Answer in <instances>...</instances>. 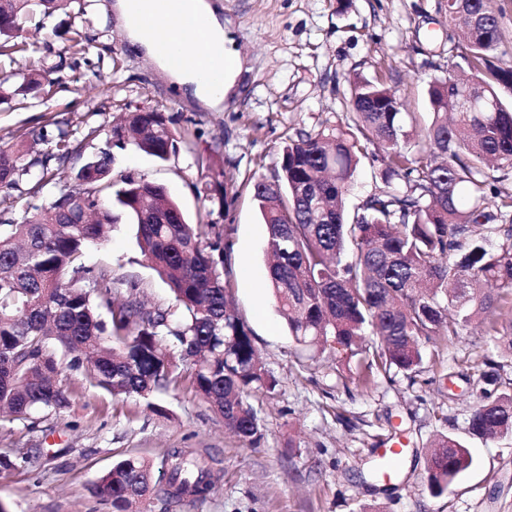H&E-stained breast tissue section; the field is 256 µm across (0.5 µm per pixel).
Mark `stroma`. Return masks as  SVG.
I'll return each instance as SVG.
<instances>
[{
  "instance_id": "stroma-1",
  "label": "stroma",
  "mask_w": 512,
  "mask_h": 512,
  "mask_svg": "<svg viewBox=\"0 0 512 512\" xmlns=\"http://www.w3.org/2000/svg\"><path fill=\"white\" fill-rule=\"evenodd\" d=\"M114 2L70 0L53 14H36L16 37L19 52L0 56V78L11 83L35 71L45 76L39 94L0 97V150L24 147L29 160L73 174L111 149L113 180L163 185L188 223L223 225L232 299L278 386L251 398L263 425L254 445L225 431L187 388L148 403L87 386L60 414L0 421V455L34 459L33 467L0 474V503L8 512H111L93 485L113 463L129 455L150 460L160 488L164 460L179 449L209 461L216 489L177 507L151 497L148 512H512V436L471 430L482 397L505 392L512 358L472 326L446 344L422 343L415 378L395 372L367 388L346 355L299 359L266 288L268 231L250 183L273 179L297 134L335 127L357 79L380 78L404 111L429 124L430 83L459 74L447 0H213L244 61L220 112L181 96L150 59L127 50ZM138 107L176 117L183 142L176 155L159 161L130 144L109 148L111 129ZM62 132L72 150L57 160ZM217 172L227 189L223 208L202 192ZM83 265L111 269L149 303L170 299L127 218L85 251ZM440 434L468 448L473 465L435 496L426 455ZM393 442L403 444L404 463L395 479L376 480L372 467Z\"/></svg>"
}]
</instances>
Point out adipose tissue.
I'll list each match as a JSON object with an SVG mask.
<instances>
[{"label":"adipose tissue","mask_w":512,"mask_h":512,"mask_svg":"<svg viewBox=\"0 0 512 512\" xmlns=\"http://www.w3.org/2000/svg\"><path fill=\"white\" fill-rule=\"evenodd\" d=\"M191 11L201 18L196 27L174 25V39L183 58L181 65L175 66L157 53L153 44L145 38L141 29L129 20L130 0H116V19L125 35L129 50L147 56L158 70L164 73L173 88L184 96L193 98L204 107L220 112L224 100L235 86V77L242 69V62L233 48V38L211 0H188ZM222 49L228 65L224 70L221 89H213L200 76L206 59L201 54L203 45Z\"/></svg>","instance_id":"obj_1"}]
</instances>
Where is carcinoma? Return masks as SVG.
I'll list each match as a JSON object with an SVG mask.
<instances>
[{
    "label": "carcinoma",
    "mask_w": 512,
    "mask_h": 512,
    "mask_svg": "<svg viewBox=\"0 0 512 512\" xmlns=\"http://www.w3.org/2000/svg\"><path fill=\"white\" fill-rule=\"evenodd\" d=\"M64 0H0L22 29L36 12ZM448 40L469 78L434 81L426 150L411 148L417 120L396 107L395 91L379 81L351 86L348 112L328 131L302 132L283 150L272 183L257 179L253 197L268 228L269 287L289 336L320 352L330 347L355 359L367 388L396 369L419 371V340L448 341L478 322L483 334L512 354V192L498 186L512 173V46L506 45L495 0H448ZM163 112H131L126 141L165 161L179 151ZM383 165L382 186L349 208L355 174L367 155ZM28 177L36 200L55 173L0 151V170ZM97 177L71 180L59 197L32 203L17 224L0 231V420L26 421L35 411L70 406L63 381L78 372L113 396L149 399L177 389V361L191 365L188 382L241 440L262 438L258 410L248 401L271 394L266 370L245 319L229 301L220 266L228 245L219 224H190L162 186L130 178L116 186L112 154L90 158ZM500 176H494V173ZM136 225L141 253L170 287L173 302L146 307L137 285L118 291L112 270L84 268L87 246L105 239L119 216ZM107 309L108 320L97 310ZM484 437L512 435V393L482 401L471 419ZM163 490L165 504L204 499L211 468L175 452ZM457 440L431 444L427 482L443 494L471 466ZM152 465L129 456L93 486L112 507L146 503Z\"/></svg>",
    "instance_id": "1"
}]
</instances>
